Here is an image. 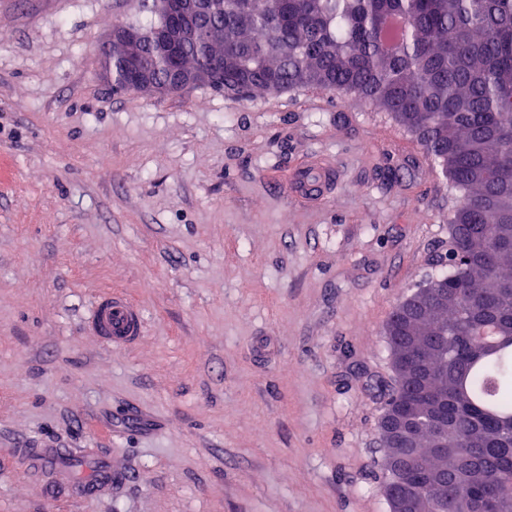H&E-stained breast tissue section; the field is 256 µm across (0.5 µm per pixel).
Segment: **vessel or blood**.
<instances>
[{"label":"vessel or blood","mask_w":512,"mask_h":512,"mask_svg":"<svg viewBox=\"0 0 512 512\" xmlns=\"http://www.w3.org/2000/svg\"><path fill=\"white\" fill-rule=\"evenodd\" d=\"M337 173L334 159L316 157L309 166L294 173L289 192L308 199L325 196L333 190ZM85 326L105 346L125 349L142 338L145 318L138 304L115 290L91 304ZM83 456V451L74 448H44L29 459V471L37 475L54 470L58 481L68 483L79 499L89 500L95 498L97 488L111 484L118 470L114 462L106 459L96 462L89 477H81L78 465Z\"/></svg>","instance_id":"obj_1"}]
</instances>
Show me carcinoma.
<instances>
[{
	"mask_svg": "<svg viewBox=\"0 0 512 512\" xmlns=\"http://www.w3.org/2000/svg\"><path fill=\"white\" fill-rule=\"evenodd\" d=\"M209 26L219 65L192 37L174 52L139 50L165 81L175 59L224 68L219 92L314 87L352 94L414 133L460 194L448 213V305L415 307L392 334L418 343L445 394L409 420L417 462L382 484L416 495L423 512H482L489 488L512 500V0H224ZM133 80L112 58V91ZM424 381L409 357L385 393L397 410ZM448 439V452L435 444Z\"/></svg>",
	"mask_w": 512,
	"mask_h": 512,
	"instance_id": "1",
	"label": "carcinoma"
}]
</instances>
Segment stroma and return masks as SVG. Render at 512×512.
<instances>
[{
  "label": "stroma",
  "instance_id": "stroma-1",
  "mask_svg": "<svg viewBox=\"0 0 512 512\" xmlns=\"http://www.w3.org/2000/svg\"><path fill=\"white\" fill-rule=\"evenodd\" d=\"M142 4L0 0V512H389L384 326L459 195L350 96L112 93ZM317 149L334 193L287 196ZM115 289L145 315L118 351L84 328ZM51 442L136 479L83 501L11 457Z\"/></svg>",
  "mask_w": 512,
  "mask_h": 512
}]
</instances>
